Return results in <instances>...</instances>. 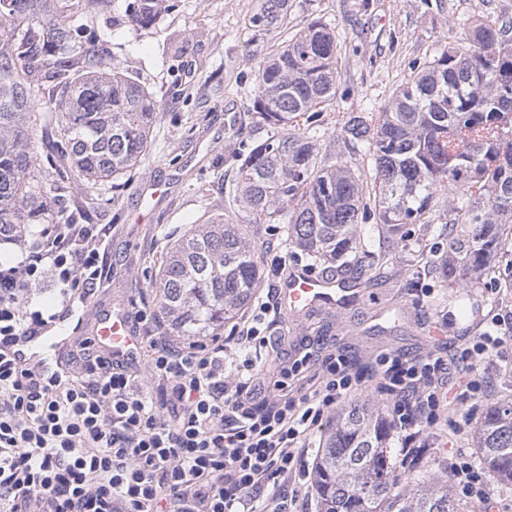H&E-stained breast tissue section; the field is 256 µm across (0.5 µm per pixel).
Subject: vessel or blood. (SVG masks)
Wrapping results in <instances>:
<instances>
[{
  "instance_id": "b4317fda",
  "label": "vessel or blood",
  "mask_w": 512,
  "mask_h": 512,
  "mask_svg": "<svg viewBox=\"0 0 512 512\" xmlns=\"http://www.w3.org/2000/svg\"><path fill=\"white\" fill-rule=\"evenodd\" d=\"M358 295L352 280L293 266L286 269L276 290L280 310L293 319L317 311L345 309ZM92 334L98 344L115 355L133 354L141 347L139 336L122 310L96 318Z\"/></svg>"
}]
</instances>
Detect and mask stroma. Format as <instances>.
I'll return each mask as SVG.
<instances>
[{"label":"stroma","instance_id":"obj_1","mask_svg":"<svg viewBox=\"0 0 512 512\" xmlns=\"http://www.w3.org/2000/svg\"><path fill=\"white\" fill-rule=\"evenodd\" d=\"M266 3L179 0L155 26L141 29L115 24L125 0H112L96 19L112 68L151 92L159 112L140 165L118 188L87 192L85 206L109 254L110 275L78 316L56 323L54 335L90 336L100 308L118 305L136 319L137 335L152 327L168 335L156 288L162 260L210 215L239 225L257 251L262 270L257 301L274 294L287 267L305 265L300 250L287 244L283 225L254 223L229 193L242 153L267 135L253 107L258 67L301 27L319 19L335 32L340 50L335 102L360 112L383 105L436 47L460 38L463 22L489 14L512 19V0H287V14L262 31L252 21ZM156 182L164 183L165 193L153 200L149 193ZM389 262L396 273L391 287L364 289L345 310L299 320L268 315L267 333L274 341L263 353L260 382L272 388L308 352L319 360L336 353L353 362L382 352L435 353L451 375L471 373L480 383L477 395L459 399L424 434L420 464L443 477L453 457L477 462L475 427L490 404L512 398V338L477 363L461 356L491 330L494 319L512 327V278L496 268L460 295L417 270L411 249L392 251ZM143 312L150 323L139 322ZM434 326L441 335H431ZM484 485L482 503L452 485L459 512H512V484L488 473Z\"/></svg>","mask_w":512,"mask_h":512}]
</instances>
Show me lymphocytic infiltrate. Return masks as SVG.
Returning a JSON list of instances; mask_svg holds the SVG:
<instances>
[{
	"mask_svg": "<svg viewBox=\"0 0 512 512\" xmlns=\"http://www.w3.org/2000/svg\"><path fill=\"white\" fill-rule=\"evenodd\" d=\"M106 263L92 224L46 225L18 261L0 263V512H255L265 495L271 512H288L289 476L309 485L301 440L359 384L345 358L295 360L292 378L318 382L312 395L295 399L276 389L250 396L253 358L225 380L228 349L270 345L259 326L275 306L265 301L225 337L178 345L149 337L140 370L90 338L59 371L30 362L27 344L101 287ZM48 275L59 286L57 314L27 301ZM363 369L405 434L404 453L413 454L419 427L435 425L451 403L443 360L383 355ZM148 381L170 403L155 401Z\"/></svg>",
	"mask_w": 512,
	"mask_h": 512,
	"instance_id": "f902f5d3",
	"label": "lymphocytic infiltrate"
}]
</instances>
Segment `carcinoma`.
<instances>
[{"label": "carcinoma", "instance_id": "1", "mask_svg": "<svg viewBox=\"0 0 512 512\" xmlns=\"http://www.w3.org/2000/svg\"><path fill=\"white\" fill-rule=\"evenodd\" d=\"M109 0H0V233L76 224L85 207L55 210L76 182L118 186L146 155L158 104L108 66L94 26ZM178 0H127L122 22L149 28ZM268 0L256 27L278 20ZM337 43L319 20L272 52L255 79L254 109L270 135L238 167L236 200L257 224L286 221L290 244L314 264H338L365 288L388 283L389 252L409 224L444 223L448 255L431 258L448 287L503 258L512 232V21L485 16L437 48L383 106L337 116L346 141L371 159V182L320 153L305 125L336 99ZM49 112H35L38 104ZM50 144L38 162L37 133ZM453 191V198L442 196ZM374 222L385 250L365 251ZM260 270L236 224L216 216L163 262L158 303L176 336H214L255 295ZM392 425L367 400L346 405L324 431L313 465L318 512H455L448 481L415 465L398 471ZM481 464L512 483V400L487 408L476 431Z\"/></svg>", "mask_w": 512, "mask_h": 512}]
</instances>
